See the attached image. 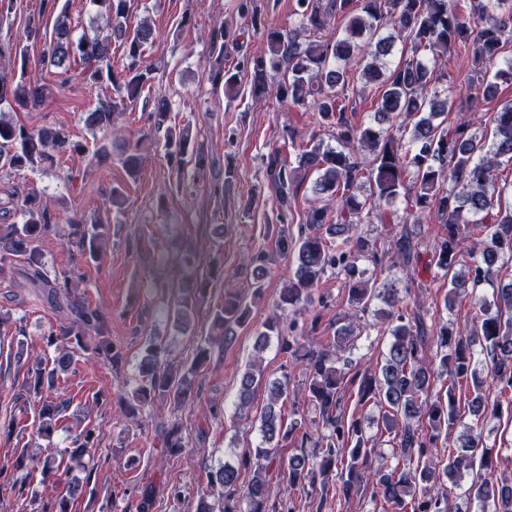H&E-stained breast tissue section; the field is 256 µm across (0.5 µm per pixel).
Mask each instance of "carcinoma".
Here are the masks:
<instances>
[{
    "instance_id": "1",
    "label": "carcinoma",
    "mask_w": 512,
    "mask_h": 512,
    "mask_svg": "<svg viewBox=\"0 0 512 512\" xmlns=\"http://www.w3.org/2000/svg\"><path fill=\"white\" fill-rule=\"evenodd\" d=\"M111 22V33L103 38L82 36L73 39L60 14L55 36L44 61L67 70L81 62L84 79L110 87L121 101L138 100L151 86L155 68L145 61L146 46L154 32L145 21L127 24L130 0H90ZM239 10L250 16L252 27L265 38L268 54L245 57L242 64L224 68V44L237 40L236 33L219 27L211 35L212 46L219 48L206 79L224 93L238 92L249 84L254 97L273 95L282 103L300 105L313 113L315 122L334 129L336 146L322 142L297 155L292 166L287 153L297 148L294 137L283 138V146L266 155L267 185L284 222L296 198L303 176H315L312 183L314 202L303 215L298 235L279 230L277 251L294 259L295 270L282 289L277 307L289 312L311 301V290L329 270L344 275L348 305L353 312L364 311L375 300L393 307L402 302L398 289L365 276L358 268L362 258L378 262L371 243L350 236L354 225L374 213L385 222L384 207L406 198V222L420 224L435 214L448 229L447 235L432 248L430 264L448 279L445 307L452 306L465 292L467 282L476 287H492L491 299L475 302L479 309L473 328L463 331L451 323H442L427 334L422 326L399 323L392 327L391 342L383 359L362 372L357 395L359 401L375 399L383 404L385 430L391 439L394 468L377 469L372 500L388 506L389 512H512V480L497 475L493 458L481 443V433L469 428L461 437L462 453L448 456L447 463L421 461L426 456L425 438L420 422L426 420L437 437L442 429L458 421L455 397L451 394L459 379L472 383L469 412L477 417L498 416V407H489L484 387L493 383L512 388V281H498V262L504 254L512 257V203L505 201V189L497 182V170L512 163V101L503 102L492 118L490 133L472 132L469 126L444 125L455 108L452 91L435 88V73L443 58L451 53L470 55L473 75L464 91L474 99L495 95L498 81L512 79V64L507 69L491 71L505 47L512 42V0H296L295 15L305 38L285 34L267 24L248 0H240ZM345 21L343 34L336 40L324 38L332 20ZM410 49V56L394 68L386 65L396 39ZM118 43L126 60L123 69L112 66V43ZM25 48H15L13 66L0 69V104L37 108L53 95L46 84L26 79ZM360 69L359 91L377 94L375 113L391 122L395 130H383L371 123L353 125L344 116L341 96L349 86L353 68ZM115 100L104 101L87 113L88 126L102 133L95 154H108L112 135ZM417 115L410 142H404V120ZM170 112L159 102L151 112L158 131L164 132V147L170 162H186L202 170L211 157L202 147H190L189 129L178 131L167 125ZM86 145L71 137L63 127L33 128L19 125L0 114V161L14 168L55 167L62 156L82 154ZM412 180H406L407 175ZM369 192L359 193L361 183ZM23 216L20 224H0V264L17 260L22 275L37 288L53 307L67 309L71 318L58 334H49L46 344L56 345L57 336L74 337L80 349L92 348L100 358L117 369L124 364L121 348L108 338V318L98 307L91 308L72 299L74 284L65 274L50 276L38 242L50 228L48 205L23 193L18 198ZM107 225L96 220L70 225L68 242L87 262L98 263L104 256ZM391 267L407 271L421 259L411 238L402 233L388 241L386 250ZM209 275L202 274L192 288H180L173 304L165 309L177 324L189 321L196 304L206 294ZM250 304L243 295L227 289L224 302L212 312V329L222 336L224 345L235 340L236 328L246 323ZM358 333L352 322L336 328L327 347L304 350L296 339L285 335L282 321L267 320L257 332L254 351L264 352L270 342L280 343L291 361L305 363L304 391L309 405L318 412L325 432L313 439L304 419L284 423L276 406L288 400V375L265 380L257 364L250 363L241 374L237 395L239 411L249 410L255 385L265 380L270 400L260 417L261 442L247 448L239 465L225 463L208 474L212 487L224 490L221 512H294L287 504L276 505L277 491L272 489L267 473L274 466V450L279 443L301 436V442L314 441L313 451L293 456L277 465V482L298 487L307 482L326 488L328 474L336 473V492L348 497L355 491L369 469L376 450L367 447L360 421L344 419L340 412L348 372L346 360L338 367V354L355 346ZM437 347L438 363L426 360L429 341ZM486 353V375L475 367L476 347ZM142 379L126 403L124 413L133 424L145 406L158 399L177 404L192 401L195 375L211 358L210 347L199 345L188 368L162 365L165 347L155 336L142 338ZM73 351L57 349L54 367L45 372L38 368L28 381V390L41 394L50 387L57 371H65ZM448 375V399H432L430 388L435 369ZM60 410L43 404L37 434L51 436L58 427ZM92 431L78 435L67 451L73 462H80L90 447ZM161 447L168 455L182 452L183 437L179 425L172 423L158 432ZM45 474L59 470L60 461L48 452L35 461ZM252 469L253 476L240 483L241 470ZM472 473L463 492L469 507L461 509L447 494H429L441 476L461 477Z\"/></svg>"
}]
</instances>
